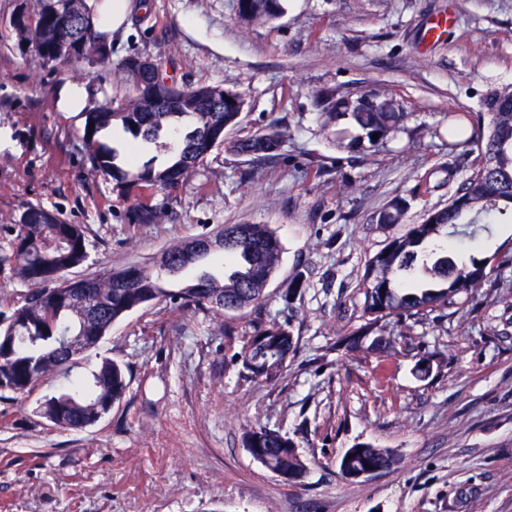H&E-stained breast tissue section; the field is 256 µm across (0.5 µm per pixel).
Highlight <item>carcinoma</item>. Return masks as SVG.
<instances>
[{"label":"carcinoma","mask_w":512,"mask_h":512,"mask_svg":"<svg viewBox=\"0 0 512 512\" xmlns=\"http://www.w3.org/2000/svg\"><path fill=\"white\" fill-rule=\"evenodd\" d=\"M283 9V0H238L240 16L251 22L274 20ZM33 16V23L16 31L18 42H33L52 29L54 19L48 13L39 8ZM126 72L134 94L122 103L123 111L105 106L85 113L87 161L96 176L112 184V192L135 200L133 223L159 224L165 210L142 197L188 181L211 152L214 127L235 126L239 113L223 101L203 95L205 85L182 87L176 97L147 112L139 95L138 74L130 68ZM319 106L324 129L349 119L362 130L371 148L382 144L403 121V113L393 103L378 101L369 91L358 103L325 96ZM486 107L488 135L477 141L474 168L448 197V205L429 211L423 223L392 239L365 265L359 284L365 324L341 338L346 352L396 353L401 346H409V337L388 331L387 319L417 323L432 316L441 321L448 317V310L482 296L483 288L503 289V281L493 274L512 264L511 255L496 252L488 259L463 261V249L452 240L459 227L472 226L481 219L491 223L496 215L512 209V85L492 91ZM115 125L147 144L159 145L169 159L160 166H137L131 148L122 163H117V150L98 139L100 132ZM164 132L178 134L175 144L159 143ZM375 133L378 138L374 140ZM285 137L282 127L271 124L228 143L227 148L238 155L272 160ZM406 210V200H394L378 213L377 223L398 224ZM24 212L28 219L12 225L10 238L0 245V274L24 287L11 313L0 311V377L5 381L1 395L29 394L59 369L80 360L67 352V337L81 336L94 350L116 322L153 301L216 315L261 310L283 252L279 238L266 224H226L213 233L224 239L219 269L194 275L182 288H163L161 281L170 273L174 257L186 262L188 269L196 263V256L185 259L191 237L163 249L150 268L129 266L107 275L87 274L88 284L82 287L68 273L88 259L84 225L69 224L39 205H29ZM118 276L133 281L135 287H118ZM295 349L289 323L261 322L253 327L234 359L251 379L267 383L281 376ZM127 389L126 367L104 358L90 382L72 380L65 391L45 399L41 414L63 429H80L101 419V401L110 399L116 404ZM243 443L254 460L289 481H301L309 472L295 442L276 430L252 427L246 430ZM394 463L389 450L358 443L345 451L339 469L343 475L357 474L384 471Z\"/></svg>","instance_id":"cac0c4a2"}]
</instances>
